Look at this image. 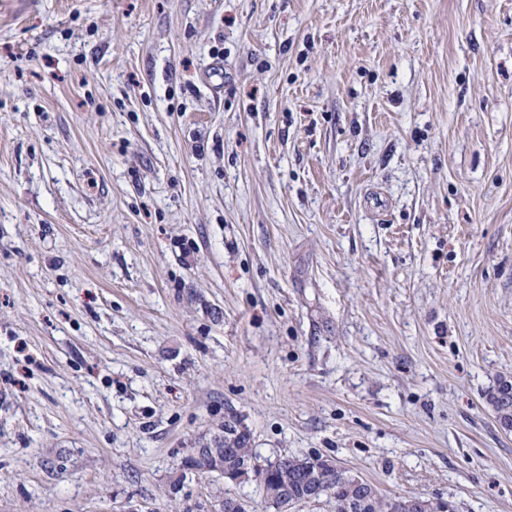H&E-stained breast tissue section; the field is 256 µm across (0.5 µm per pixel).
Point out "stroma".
Instances as JSON below:
<instances>
[{
    "instance_id": "stroma-1",
    "label": "stroma",
    "mask_w": 512,
    "mask_h": 512,
    "mask_svg": "<svg viewBox=\"0 0 512 512\" xmlns=\"http://www.w3.org/2000/svg\"><path fill=\"white\" fill-rule=\"evenodd\" d=\"M502 376L512 0H0V512H512ZM509 382L512 388V379L511 377L503 376L497 381L496 387L492 388L486 394L487 402L490 406H492L498 421L507 420L510 422L512 427V399H503L499 397V393L504 385ZM220 465H224V479L229 482H242L247 477L234 475L240 461L253 459L258 463L255 470V478L259 480L265 493L268 508L277 506L279 512H292L294 505L288 500H301L309 495L310 489L315 484H324L329 492L326 504L331 512H441L443 501H435L421 496H415L423 507L419 506L411 496L401 498H388L382 496L378 490L367 481L362 480L367 486L357 484L353 479L340 473L337 468H329L327 461H333L323 456L288 457V461L278 465L274 470L272 463L260 465L256 455L250 448V438L243 432L233 443L222 444L218 451ZM268 467L266 468V466ZM226 475V476H225ZM325 494V490L318 488L310 492L309 500L316 501ZM275 511V512H277Z\"/></svg>"
}]
</instances>
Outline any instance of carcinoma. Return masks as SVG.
<instances>
[{
	"mask_svg": "<svg viewBox=\"0 0 512 512\" xmlns=\"http://www.w3.org/2000/svg\"><path fill=\"white\" fill-rule=\"evenodd\" d=\"M508 383L512 384L511 378L501 377L496 387L488 391L486 399L497 419L512 423V399L499 397L501 389ZM218 454L219 457L215 458L204 450L200 451L194 460L195 467L206 472L220 463L224 465V479L240 482L242 477L235 474L240 461L256 459L245 432L233 443L222 445ZM255 478L259 480L270 508L284 498L304 499L314 485L321 483L329 489L326 504L330 512H442L443 507V502L421 496L415 502L404 497H385L372 484L362 486L337 469L328 467L327 459L322 456L290 457L272 471L259 465Z\"/></svg>",
	"mask_w": 512,
	"mask_h": 512,
	"instance_id": "cac0c4a2",
	"label": "carcinoma"
}]
</instances>
